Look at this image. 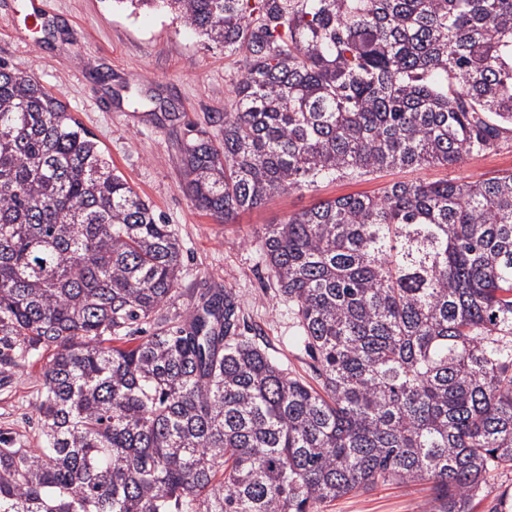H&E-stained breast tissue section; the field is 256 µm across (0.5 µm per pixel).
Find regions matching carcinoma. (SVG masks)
I'll return each mask as SVG.
<instances>
[{"label":"carcinoma","instance_id":"cac0c4a2","mask_svg":"<svg viewBox=\"0 0 512 512\" xmlns=\"http://www.w3.org/2000/svg\"><path fill=\"white\" fill-rule=\"evenodd\" d=\"M158 1L242 57L220 138L181 144L186 191L224 224L512 138V0L114 3ZM260 255L316 389L226 288L157 317L175 230L0 62V365L43 361L39 447L0 436V512H321L394 482L472 512L512 468V171L321 200L265 225Z\"/></svg>","mask_w":512,"mask_h":512}]
</instances>
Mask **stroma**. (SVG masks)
Segmentation results:
<instances>
[{
    "label": "stroma",
    "instance_id": "obj_1",
    "mask_svg": "<svg viewBox=\"0 0 512 512\" xmlns=\"http://www.w3.org/2000/svg\"><path fill=\"white\" fill-rule=\"evenodd\" d=\"M55 18L47 28L24 24L25 0H0V60L34 76L56 94L66 112L87 129L137 193L171 224L182 245L176 291L162 314L191 308L197 289L228 288L246 323L278 352L294 375L313 382L312 359L291 345L288 303L278 296L258 249L263 225L276 223L320 200L379 194L397 182L476 181L512 170V139L456 165L396 168L357 179H337L274 197L224 224L195 207L183 189L180 145L188 125L215 133L229 84L240 78L237 56L209 44L162 9L129 13L111 0H47ZM106 80H98V73ZM175 107V124L158 113ZM40 366L0 368V434L25 447L38 443L32 408ZM432 499L428 483L385 485L328 503L324 512H422Z\"/></svg>",
    "mask_w": 512,
    "mask_h": 512
}]
</instances>
